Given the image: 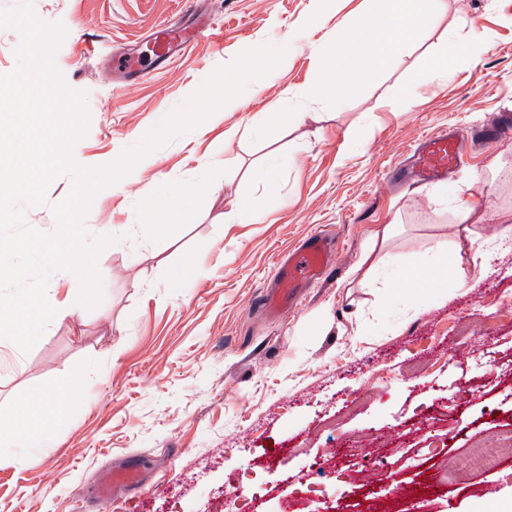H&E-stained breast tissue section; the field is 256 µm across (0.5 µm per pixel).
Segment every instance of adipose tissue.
<instances>
[{
    "instance_id": "obj_1",
    "label": "adipose tissue",
    "mask_w": 512,
    "mask_h": 512,
    "mask_svg": "<svg viewBox=\"0 0 512 512\" xmlns=\"http://www.w3.org/2000/svg\"><path fill=\"white\" fill-rule=\"evenodd\" d=\"M377 2L374 11L358 15L337 29L331 59L320 69L310 89L311 96L343 107L366 69L391 64L448 7L447 0ZM457 57L455 41H448L404 83L396 105L410 103L419 85L447 82L455 72ZM78 393L73 385L31 387L17 407L13 428L0 432V441L9 442L25 435L48 436L57 426L64 406L75 400Z\"/></svg>"
}]
</instances>
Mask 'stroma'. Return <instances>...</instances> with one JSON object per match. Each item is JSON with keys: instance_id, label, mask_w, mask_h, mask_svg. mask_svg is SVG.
<instances>
[{"instance_id": "1", "label": "stroma", "mask_w": 512, "mask_h": 512, "mask_svg": "<svg viewBox=\"0 0 512 512\" xmlns=\"http://www.w3.org/2000/svg\"><path fill=\"white\" fill-rule=\"evenodd\" d=\"M373 2L326 0L311 27V0H32L39 20L63 26L57 67L85 95L88 129L73 153L83 168L116 162L242 52L295 38L286 65L249 82L243 109L215 112L150 153L122 189L98 192L84 240L118 238L97 258L101 303L50 323L29 353L0 347V430L31 386L81 388L50 436L0 444V512H350L361 495L370 512L512 506V459L479 469L472 454L512 429V240L501 239L512 228V136L475 141L512 113V0H448L345 106L305 98L320 47ZM188 11L213 15L221 40L151 77L113 80L114 54H149L147 33ZM465 14L481 16L485 41L466 44L448 82L392 108L411 71L447 39L464 42ZM280 101L300 120H264ZM445 130L467 145L454 173L392 179L421 136ZM268 158L278 176L256 185L251 171ZM495 160L493 186L471 184ZM187 184L196 190L184 205L172 191ZM73 185L71 174L55 178L45 204L24 207L25 222L54 232L51 207ZM439 189L467 199L472 222L439 204ZM246 196L261 198L262 223L233 220ZM316 231L334 272L268 315L259 297L277 261ZM438 241L447 273L405 291L385 256L418 263ZM383 370L392 383L380 382ZM428 451L447 486L421 474ZM127 464L139 485L99 504L98 483Z\"/></svg>"}]
</instances>
